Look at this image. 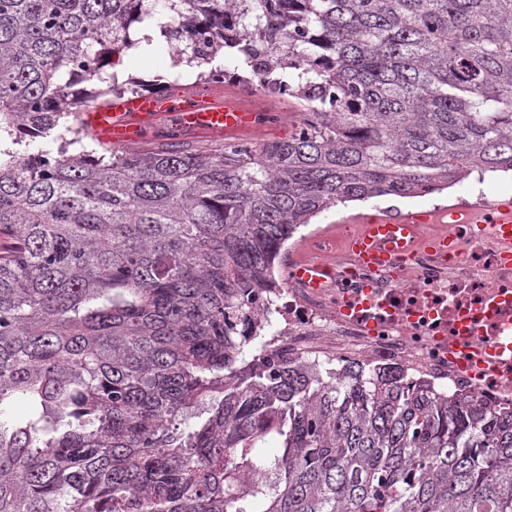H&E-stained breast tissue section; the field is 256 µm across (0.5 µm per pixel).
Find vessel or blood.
<instances>
[{"label":"vessel or blood","instance_id":"vessel-or-blood-1","mask_svg":"<svg viewBox=\"0 0 512 512\" xmlns=\"http://www.w3.org/2000/svg\"><path fill=\"white\" fill-rule=\"evenodd\" d=\"M166 115L177 116L181 126L203 135H221L247 127L255 118L249 108L220 93L187 92L177 96L141 94L119 96L107 103L85 109L78 116L80 125L100 142L130 145L141 141L148 130ZM475 213L470 209H449L447 216H377L364 220L358 232L348 241V249L364 263H375L390 257L409 258L420 246L447 248L448 239L437 236L423 239L419 225L441 221L470 224ZM329 270L320 261L298 265L293 275L311 288L320 287Z\"/></svg>","mask_w":512,"mask_h":512}]
</instances>
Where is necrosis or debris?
Returning a JSON list of instances; mask_svg holds the SVG:
<instances>
[{
    "mask_svg": "<svg viewBox=\"0 0 512 512\" xmlns=\"http://www.w3.org/2000/svg\"><path fill=\"white\" fill-rule=\"evenodd\" d=\"M448 235V254L421 247L406 263L360 264L346 238L322 227L279 266L281 328L268 355L316 360L343 370L358 363L398 368L403 384H429L451 397L475 395L512 409V260L488 224H423ZM322 259L335 269L319 288L292 279L295 266Z\"/></svg>",
    "mask_w": 512,
    "mask_h": 512,
    "instance_id": "obj_1",
    "label": "necrosis or debris"
}]
</instances>
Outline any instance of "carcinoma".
Here are the masks:
<instances>
[{"instance_id":"1","label":"carcinoma","mask_w":512,"mask_h":512,"mask_svg":"<svg viewBox=\"0 0 512 512\" xmlns=\"http://www.w3.org/2000/svg\"><path fill=\"white\" fill-rule=\"evenodd\" d=\"M153 25L200 82L282 77L301 122L70 151ZM510 170L512 0H0V512H512V410L273 365L251 306L336 204Z\"/></svg>"}]
</instances>
